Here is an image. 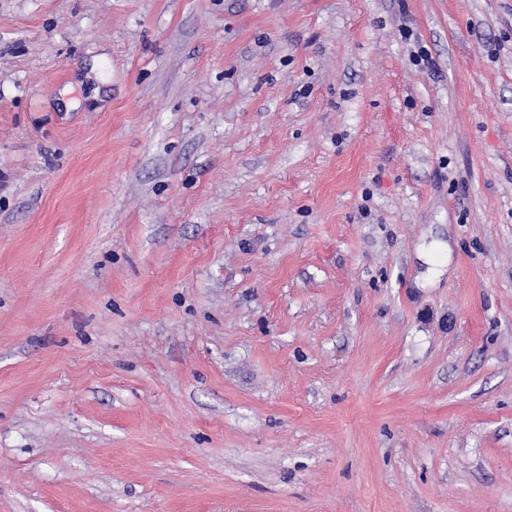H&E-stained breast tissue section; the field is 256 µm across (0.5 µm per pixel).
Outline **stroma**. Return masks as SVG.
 Returning <instances> with one entry per match:
<instances>
[{
    "label": "stroma",
    "instance_id": "1",
    "mask_svg": "<svg viewBox=\"0 0 512 512\" xmlns=\"http://www.w3.org/2000/svg\"><path fill=\"white\" fill-rule=\"evenodd\" d=\"M0 512H512V0H0Z\"/></svg>",
    "mask_w": 512,
    "mask_h": 512
}]
</instances>
